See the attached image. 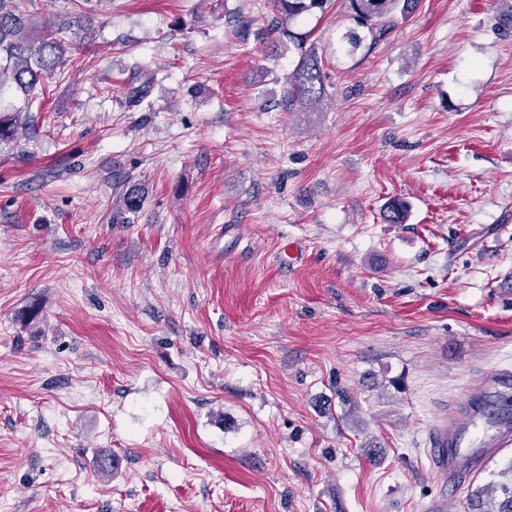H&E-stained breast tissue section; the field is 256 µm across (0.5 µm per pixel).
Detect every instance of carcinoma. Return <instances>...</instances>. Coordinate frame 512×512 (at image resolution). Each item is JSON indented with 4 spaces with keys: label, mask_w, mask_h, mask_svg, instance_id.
<instances>
[{
    "label": "carcinoma",
    "mask_w": 512,
    "mask_h": 512,
    "mask_svg": "<svg viewBox=\"0 0 512 512\" xmlns=\"http://www.w3.org/2000/svg\"><path fill=\"white\" fill-rule=\"evenodd\" d=\"M84 0H70L74 15L59 22L37 27L28 18L29 0H0V88L7 79L32 94L40 78L64 70L70 60L65 50L76 49L78 15ZM332 0H268L272 13L271 31L288 40L297 51L298 60L289 77L288 103L300 112H312L327 97L321 59L307 46L308 35L293 29L298 19L323 12ZM354 19L367 28L371 43H376L397 17H405L417 0H347ZM407 208L400 201L391 202L384 212L390 224L406 220ZM506 483L487 486L470 499V512H512V463L503 471Z\"/></svg>",
    "instance_id": "carcinoma-1"
}]
</instances>
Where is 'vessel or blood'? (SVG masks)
I'll use <instances>...</instances> for the list:
<instances>
[{"label": "vessel or blood", "mask_w": 512, "mask_h": 512, "mask_svg": "<svg viewBox=\"0 0 512 512\" xmlns=\"http://www.w3.org/2000/svg\"><path fill=\"white\" fill-rule=\"evenodd\" d=\"M512 446V370L468 380L447 421L429 434L427 456L449 494H457L484 462Z\"/></svg>", "instance_id": "b4317fda"}]
</instances>
